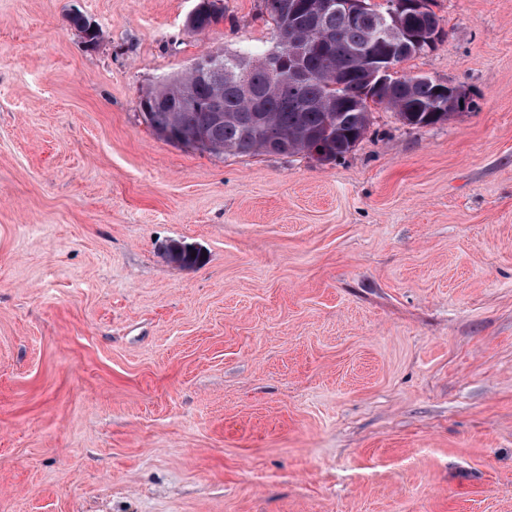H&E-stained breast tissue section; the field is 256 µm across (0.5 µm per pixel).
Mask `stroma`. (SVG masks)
Segmentation results:
<instances>
[{
	"instance_id": "obj_1",
	"label": "stroma",
	"mask_w": 512,
	"mask_h": 512,
	"mask_svg": "<svg viewBox=\"0 0 512 512\" xmlns=\"http://www.w3.org/2000/svg\"><path fill=\"white\" fill-rule=\"evenodd\" d=\"M193 6L0 0V512H512V0H435L397 67L473 111L374 109L325 164L145 124L277 43L260 0ZM206 2L208 3L195 5L191 10L192 14L200 8L191 20V27L186 26L190 32H203L224 18L223 0H206Z\"/></svg>"
}]
</instances>
